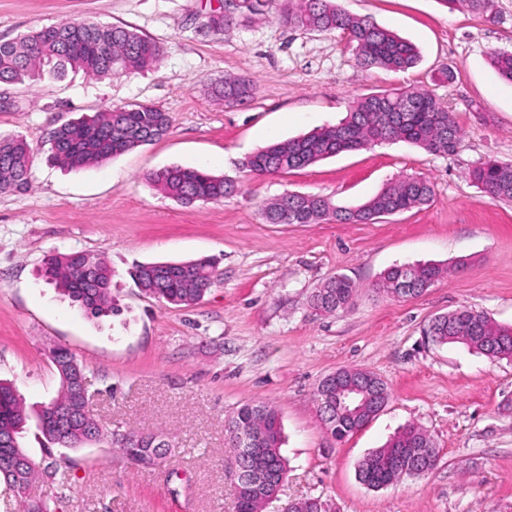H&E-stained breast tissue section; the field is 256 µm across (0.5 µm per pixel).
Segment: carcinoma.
<instances>
[{
	"mask_svg": "<svg viewBox=\"0 0 512 512\" xmlns=\"http://www.w3.org/2000/svg\"><path fill=\"white\" fill-rule=\"evenodd\" d=\"M452 9L462 4L496 22L491 0H440ZM268 0H241L236 12L212 19L216 29L237 24L241 17L263 12ZM289 25L309 30L347 34L355 45L360 65L405 72L417 65L420 54L415 45L376 24L351 15L336 0H297L295 8L282 15ZM157 45L128 28L108 24L72 21L50 25L22 34L17 40L0 43V82L24 83L48 74L62 78L70 71L90 77L108 78L130 70H145L157 63ZM490 64L500 77L512 83V51H494ZM224 101L237 103L250 97V82L224 78ZM170 127L167 113L153 106L113 108L90 118L67 121L49 136L50 159L56 164L82 169L100 164L112 156L130 151L164 136ZM462 130L440 98L429 90L394 88L363 96L349 108L345 119L309 134L272 143L249 157L246 167L257 176L288 172L312 165L341 152L391 141L415 144L435 155L453 153ZM35 159L33 147L22 137L0 138V191H24L30 182ZM470 179L492 199L512 202V164L484 161L470 172ZM149 180L182 205L199 201H222L237 192L236 184L203 169L173 166L150 175ZM434 189L422 177H402L388 184L377 196L355 208L335 206L321 195L286 193L267 203V223H282L285 210L295 213V224H368L383 215L403 213L428 204ZM217 264L212 259L139 264L130 272L136 286L153 298L173 305H190L216 285ZM44 276L63 294L92 315L114 309L112 269L99 255L73 251L48 256ZM436 264H402L387 269L378 289L398 298L422 295L440 275ZM356 291L355 283L337 275L316 289L311 307L320 313L345 309ZM424 335L437 344L460 343L492 358H512V328L498 326L484 314L461 307L432 317ZM74 354L58 346L51 361L59 377L57 396L41 407L37 416L54 409L58 418L45 436L48 455L58 453L59 461L72 462L67 451L79 448L84 439L96 434L140 466L158 465L171 453L173 444L160 432L111 431L101 428L86 410L90 400L84 365L74 367ZM29 419L27 408L12 383L0 380V480L14 488L31 483L38 476L36 465L15 471L5 460L24 456L19 435ZM228 443L237 468L250 473L263 487L269 478L282 483L287 472L281 454L282 424L278 412L268 404H245L226 423ZM428 452H423V449ZM439 454L423 428L409 425L385 446L371 452L358 466L360 481L382 487L405 476L420 477L432 471ZM20 512H51L47 501L18 494ZM291 512H327L319 498H304Z\"/></svg>",
	"mask_w": 512,
	"mask_h": 512,
	"instance_id": "carcinoma-1",
	"label": "carcinoma"
}]
</instances>
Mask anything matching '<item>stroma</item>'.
Listing matches in <instances>:
<instances>
[{
  "mask_svg": "<svg viewBox=\"0 0 512 512\" xmlns=\"http://www.w3.org/2000/svg\"><path fill=\"white\" fill-rule=\"evenodd\" d=\"M336 3L413 43L420 63L361 67L344 34L282 23L286 0L226 31L208 25L224 0H0V41L84 20L134 28L161 54L151 69L105 79L72 72L0 83V100L11 103L0 110V136L38 150L29 190L0 192V379L39 408L59 389L49 351L66 346L87 367L103 428L159 430L176 445L153 468L103 444L72 452L64 484L33 487L54 512H235L225 421L253 402L278 411L288 460L263 512L306 497L329 512H512V360L423 334L431 317L461 306L512 325V204L468 179L485 159L512 163V84L489 61L512 49V0H494L493 23L439 0ZM448 69L450 82L441 78ZM228 75L252 83L244 103H225ZM413 87L455 115V153L396 142L262 177L243 167L273 142L338 122L358 97ZM142 104L169 113L161 139L84 170L49 161V133L62 122ZM170 166L206 169L240 190L181 205L148 180ZM411 175L432 183L431 202L371 224H269L262 215L286 192L353 208ZM71 251L105 256L117 313L91 315L42 278L47 256ZM200 257L217 260L222 280L189 306L145 295L129 276L139 263ZM425 262L445 273L422 296L374 293L390 266ZM336 275L357 295L345 310L316 312L313 292ZM342 367L377 374L391 397L339 441L313 393ZM409 424L433 438L437 468L381 489L359 482L358 463Z\"/></svg>",
  "mask_w": 512,
  "mask_h": 512,
  "instance_id": "35a3bbf8",
  "label": "stroma"
}]
</instances>
